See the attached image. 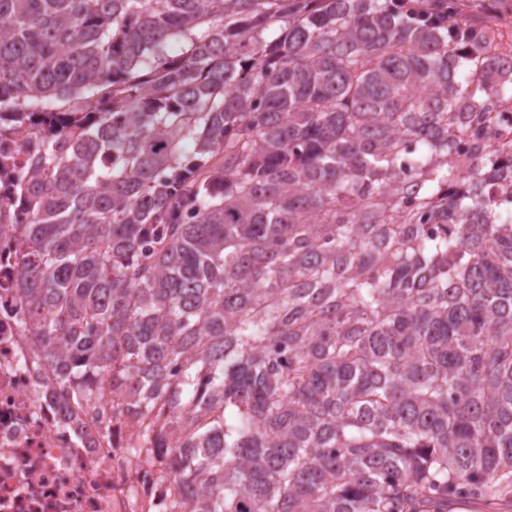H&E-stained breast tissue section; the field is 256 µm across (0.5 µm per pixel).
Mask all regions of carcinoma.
<instances>
[{"mask_svg":"<svg viewBox=\"0 0 512 512\" xmlns=\"http://www.w3.org/2000/svg\"><path fill=\"white\" fill-rule=\"evenodd\" d=\"M495 38L453 0H0L24 322L177 426L192 512H512Z\"/></svg>","mask_w":512,"mask_h":512,"instance_id":"1","label":"carcinoma"}]
</instances>
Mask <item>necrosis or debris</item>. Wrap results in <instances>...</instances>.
<instances>
[{
	"label": "necrosis or debris",
	"instance_id": "obj_1",
	"mask_svg": "<svg viewBox=\"0 0 512 512\" xmlns=\"http://www.w3.org/2000/svg\"><path fill=\"white\" fill-rule=\"evenodd\" d=\"M21 303L0 315V512H188L156 437L124 393L77 395L44 360Z\"/></svg>",
	"mask_w": 512,
	"mask_h": 512
}]
</instances>
